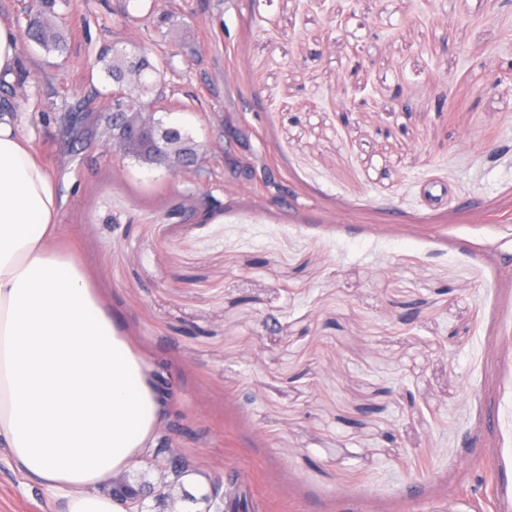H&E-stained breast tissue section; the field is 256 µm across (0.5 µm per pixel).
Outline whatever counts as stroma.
<instances>
[{
	"label": "stroma",
	"mask_w": 512,
	"mask_h": 512,
	"mask_svg": "<svg viewBox=\"0 0 512 512\" xmlns=\"http://www.w3.org/2000/svg\"><path fill=\"white\" fill-rule=\"evenodd\" d=\"M0 86L113 322L176 398L142 512H512V0H56ZM148 48L171 170L112 155L100 54ZM367 103L340 122V98ZM415 308L406 325L397 315ZM0 448V512H60ZM55 0H45L44 7L46 13L52 18L37 21V24L26 30L28 38L36 42L46 52H57L63 54L65 51L63 36V21L59 15H52Z\"/></svg>",
	"instance_id": "35a3bbf8"
}]
</instances>
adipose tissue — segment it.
<instances>
[{
  "mask_svg": "<svg viewBox=\"0 0 512 512\" xmlns=\"http://www.w3.org/2000/svg\"><path fill=\"white\" fill-rule=\"evenodd\" d=\"M54 182L0 109V448L61 512H125L98 487L158 447L172 396L58 246Z\"/></svg>",
  "mask_w": 512,
  "mask_h": 512,
  "instance_id": "obj_1",
  "label": "adipose tissue"
}]
</instances>
